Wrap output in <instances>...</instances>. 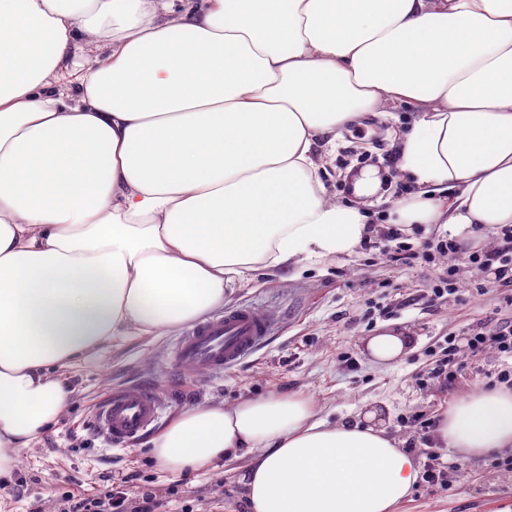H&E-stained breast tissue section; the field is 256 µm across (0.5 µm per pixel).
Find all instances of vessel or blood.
<instances>
[{
    "instance_id": "obj_1",
    "label": "vessel or blood",
    "mask_w": 512,
    "mask_h": 512,
    "mask_svg": "<svg viewBox=\"0 0 512 512\" xmlns=\"http://www.w3.org/2000/svg\"><path fill=\"white\" fill-rule=\"evenodd\" d=\"M276 318L268 310L242 305L200 322L179 336L170 361L210 377L239 364L270 336ZM165 405L163 396L145 387L113 392L95 415L97 431L107 443L122 447L149 432Z\"/></svg>"
}]
</instances>
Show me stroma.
<instances>
[{
    "label": "stroma",
    "instance_id": "stroma-1",
    "mask_svg": "<svg viewBox=\"0 0 512 512\" xmlns=\"http://www.w3.org/2000/svg\"><path fill=\"white\" fill-rule=\"evenodd\" d=\"M390 122H372L338 141L329 158L328 181L337 198L350 194L353 175L367 166L389 173L394 150ZM444 225L406 236L413 256L396 259L397 245L362 248L356 255L305 264L291 272L261 269L224 299L225 306L253 305L275 314L272 336L256 353L224 374L201 378L187 367L170 369L175 331L132 336L107 345L64 372L73 394L64 417L23 449L10 479H0V512H61L64 492L112 495L116 512H138L145 496L162 512H250L241 476L249 458L224 462L212 473L171 476L148 457V441L113 448L92 423L95 406L112 391L143 386L166 395L160 419L168 425L199 404L227 406L270 392H301L331 422L377 411L390 432L414 447L420 467L434 465L445 486L419 482L398 512H512V471L490 457L455 460L441 449L437 461L423 453L422 434L410 415L436 418L442 408L488 373L501 369L494 350L460 352L455 382L431 374L449 339L463 341L472 329L512 321V287L477 271L466 253H441ZM454 277L458 292L434 295V286ZM409 328L414 341L393 363L376 362L366 344L378 331Z\"/></svg>",
    "mask_w": 512,
    "mask_h": 512
}]
</instances>
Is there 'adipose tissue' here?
I'll use <instances>...</instances> for the list:
<instances>
[{"instance_id":"obj_1","label":"adipose tissue","mask_w":512,"mask_h":512,"mask_svg":"<svg viewBox=\"0 0 512 512\" xmlns=\"http://www.w3.org/2000/svg\"><path fill=\"white\" fill-rule=\"evenodd\" d=\"M396 106L411 192L369 166L336 199L325 149ZM376 208L408 234L512 225V0H0V478L66 413L61 370L258 268L354 254ZM434 440L512 449V388L458 397ZM150 444L173 476L250 455L251 512H397L419 479L374 413L331 424L303 394L193 406Z\"/></svg>"}]
</instances>
